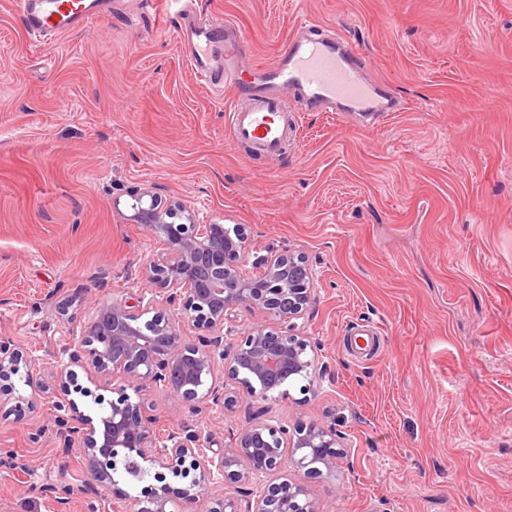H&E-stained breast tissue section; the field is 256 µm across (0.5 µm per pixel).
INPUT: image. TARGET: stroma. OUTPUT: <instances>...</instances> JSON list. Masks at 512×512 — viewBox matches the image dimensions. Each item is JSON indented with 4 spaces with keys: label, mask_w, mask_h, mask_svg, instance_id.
<instances>
[{
    "label": "stroma",
    "mask_w": 512,
    "mask_h": 512,
    "mask_svg": "<svg viewBox=\"0 0 512 512\" xmlns=\"http://www.w3.org/2000/svg\"><path fill=\"white\" fill-rule=\"evenodd\" d=\"M355 47L401 111L301 112L281 156L224 125L231 87L200 85L165 0H110L53 45L0 0V337L54 350L93 307L134 300L167 251L127 221L150 186L206 222L248 227L254 254L297 250L317 276L298 321L327 368L272 415L335 425V475L291 471L325 512H512V0H195L200 27L244 32L272 62L301 18ZM0 380V512H129L141 483L96 501L57 448L48 401ZM256 411L206 420L215 448Z\"/></svg>",
    "instance_id": "1"
}]
</instances>
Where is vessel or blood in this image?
Segmentation results:
<instances>
[{
    "instance_id": "b4317fda",
    "label": "vessel or blood",
    "mask_w": 512,
    "mask_h": 512,
    "mask_svg": "<svg viewBox=\"0 0 512 512\" xmlns=\"http://www.w3.org/2000/svg\"><path fill=\"white\" fill-rule=\"evenodd\" d=\"M104 0H18L29 35L36 40L84 28L103 13ZM189 62L205 84L237 86L238 94L225 114L233 138L257 153L280 155L296 129L287 94L296 89L303 102L325 112L373 116L398 111L396 97L367 82L360 73L355 48L302 19L276 62L260 65L242 82L235 60L241 39L222 28H198Z\"/></svg>"
}]
</instances>
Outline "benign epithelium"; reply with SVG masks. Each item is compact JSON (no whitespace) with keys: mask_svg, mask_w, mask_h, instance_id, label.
Segmentation results:
<instances>
[{"mask_svg":"<svg viewBox=\"0 0 512 512\" xmlns=\"http://www.w3.org/2000/svg\"><path fill=\"white\" fill-rule=\"evenodd\" d=\"M131 209L128 221L168 246L167 253L144 265L159 292L144 291L133 305L123 299L97 304L79 335L50 353L61 391H67L78 367L96 388L110 386L113 393L107 401L88 387L83 390L97 405L93 415L72 399L50 394L59 447L81 451L90 486L103 500L113 493L114 474L126 460L137 462L147 475L159 467L190 478L186 486L173 488L156 474L157 484L133 498V512H182L181 502L242 480L246 487L235 496L212 499L209 512H322L304 486L286 477L271 482L269 476L282 469L287 450L298 471L336 474L346 437L334 425L290 427L264 408L238 432L232 447L218 452L203 424L232 410L240 393L259 402L290 397L292 384L304 396L320 386L326 370L295 324L315 300L313 265L301 253L270 249L255 257L260 272L250 276L243 272L250 255L246 226L203 224L186 204L164 205L149 188L137 193ZM251 311L267 315L272 325L256 323L225 343L224 322ZM182 321L197 331L195 339L177 335ZM38 361L35 351L0 339V379L20 376ZM145 382L200 420L158 434L157 416L141 394ZM24 385L30 393L17 396L20 403L33 406L49 394V387L33 377Z\"/></svg>","mask_w":512,"mask_h":512,"instance_id":"obj_1","label":"benign epithelium"}]
</instances>
